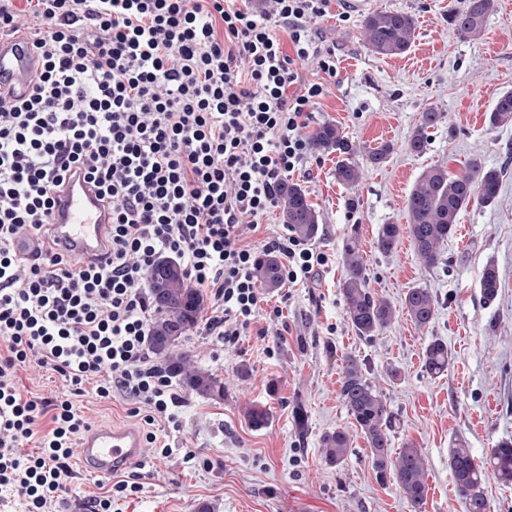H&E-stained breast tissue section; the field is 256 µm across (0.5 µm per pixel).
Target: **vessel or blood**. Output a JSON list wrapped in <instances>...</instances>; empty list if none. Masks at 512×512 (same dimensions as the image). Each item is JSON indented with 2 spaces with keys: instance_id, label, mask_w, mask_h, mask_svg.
<instances>
[{
  "instance_id": "1",
  "label": "vessel or blood",
  "mask_w": 512,
  "mask_h": 512,
  "mask_svg": "<svg viewBox=\"0 0 512 512\" xmlns=\"http://www.w3.org/2000/svg\"><path fill=\"white\" fill-rule=\"evenodd\" d=\"M39 69L30 42L0 35V85L25 94ZM50 220L67 253L87 257L104 249L111 211L100 201L96 187L79 174L68 177L56 193ZM79 448L84 469L109 476L138 461L143 442L135 431L99 427L82 436Z\"/></svg>"
}]
</instances>
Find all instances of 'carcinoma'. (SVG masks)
<instances>
[{"label":"carcinoma","instance_id":"1","mask_svg":"<svg viewBox=\"0 0 512 512\" xmlns=\"http://www.w3.org/2000/svg\"><path fill=\"white\" fill-rule=\"evenodd\" d=\"M495 8V0H464L462 8L449 16L450 24L463 37L479 35L487 17ZM361 29L367 48L383 57L402 56L414 41L417 20L414 15L398 10H376L367 14ZM440 113L429 109L420 119L408 140L410 152L425 154L430 144V130L438 127ZM493 128L512 124V91L500 95L488 116ZM309 149L318 155L336 154V181L354 187L360 170L354 157L359 148L342 128L332 122L319 124L308 136ZM503 171L488 168L479 158L471 159L464 170L449 174L442 165L425 168L408 195L404 224H383L376 246L382 253L393 251L406 237L410 240L419 263L434 269L444 261L443 246L453 233L460 212L470 205L489 206L498 196ZM283 223L299 237L310 239L318 231V213L298 183L284 181L278 190ZM342 260L345 277L342 296L347 319L356 335L371 340L396 318L397 309L367 287L368 274L360 243L352 235L344 242ZM255 277L260 285L274 291L281 285V267L276 255L265 253L255 264ZM150 295L156 318L150 327L147 346L161 362V368L183 387L203 399L224 397V383L214 374L192 365V354L179 348L182 337L198 324L203 293L189 285L186 275L167 283L158 267L150 270ZM481 295L493 301L499 292L497 269L488 265L479 282ZM436 297L426 288H411L404 295L402 310L419 328L430 325L436 315ZM340 396L348 413L360 429L369 449L373 471L380 481L391 477L411 507V512H424L429 487L426 462L421 449L405 443L397 453L391 451V433L396 417L383 396L365 375L363 363L356 356H343ZM448 344L433 339L423 355L424 371L438 377L448 371ZM248 424L255 430L267 427L270 412L262 406L246 411ZM351 439L344 430L325 434L322 451L326 461L339 465L347 458ZM448 466L453 474L455 491L466 512H490L484 483L491 471L504 483H512V439L499 441L482 462H475L472 449L462 439L448 452Z\"/></svg>","mask_w":512,"mask_h":512}]
</instances>
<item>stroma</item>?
Instances as JSON below:
<instances>
[{
    "label": "stroma",
    "instance_id": "stroma-1",
    "mask_svg": "<svg viewBox=\"0 0 512 512\" xmlns=\"http://www.w3.org/2000/svg\"><path fill=\"white\" fill-rule=\"evenodd\" d=\"M463 0H333L328 16L307 21L316 40L336 49V75L328 77L316 60L296 62L299 80L320 83L324 94L312 109L310 126L331 121L366 150L388 143L390 155L370 165L358 163L362 177L349 189L334 178L335 155L310 154L293 180L320 214L311 243L329 257L314 281L264 292L255 329L233 347L193 330L183 338L197 365L218 376L224 396L205 400L185 394L179 428L156 423L173 452L155 458L144 448L141 489L115 497L112 512H410L395 482H380L370 450L340 397L342 355L364 360L366 375L387 400L399 423L392 450L413 441L427 462L426 512H464L448 468V450L465 439L477 459L494 444L512 438V126L493 128L488 115L497 98L512 91V0H495L480 36L460 38L448 21ZM399 10L416 16L409 52L383 57L370 52L361 32L365 15ZM348 20H341V13ZM441 112L427 153L416 156L407 140L427 109ZM473 157L503 169L496 203L467 207L443 248L444 262L423 268L409 239L391 253L375 247L384 224L405 221L407 197L420 173L440 164L461 172ZM358 233L377 296L400 304L408 289H429L438 307L430 326L417 327L406 313L373 340L356 336L341 294V252ZM494 265L501 287L483 302L479 280ZM435 338L452 356L447 372L429 376L423 354ZM397 378H388V371ZM77 405L90 426L108 424L145 433L140 418L124 404L93 394ZM269 409L261 430L249 426L252 406ZM307 414L306 441H298L292 410ZM347 429L352 447L340 465L328 464L321 438ZM193 452L194 463L184 461ZM113 477L83 472L72 461V476L53 512H85L90 497L108 490Z\"/></svg>",
    "mask_w": 512,
    "mask_h": 512
}]
</instances>
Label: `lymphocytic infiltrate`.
<instances>
[{
  "instance_id": "f902f5d3",
  "label": "lymphocytic infiltrate",
  "mask_w": 512,
  "mask_h": 512,
  "mask_svg": "<svg viewBox=\"0 0 512 512\" xmlns=\"http://www.w3.org/2000/svg\"><path fill=\"white\" fill-rule=\"evenodd\" d=\"M0 0V31L28 39L41 68L28 94L0 92V490L25 512H49L89 423L92 392L122 398L151 427L176 423L183 400L150 362L149 271L163 253L208 291L203 330L238 343L261 309L258 252L277 253L285 281L314 279L328 257L291 231L257 242L277 187L308 159L305 130L323 86L295 90V61L336 74V52L305 26L331 0ZM112 213L109 247L66 254L49 221L71 170ZM32 234L40 252L19 256ZM59 375L68 397L23 393L18 374Z\"/></svg>"
}]
</instances>
